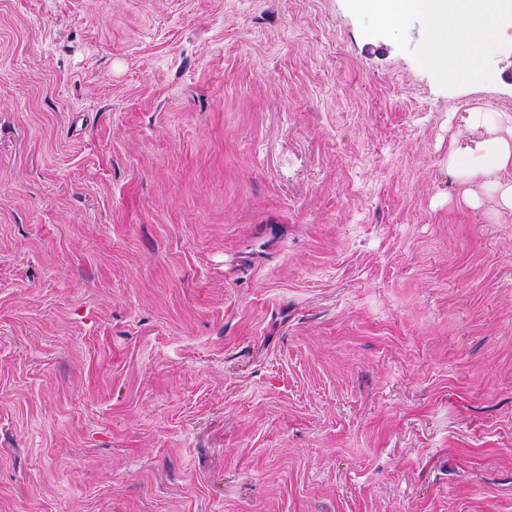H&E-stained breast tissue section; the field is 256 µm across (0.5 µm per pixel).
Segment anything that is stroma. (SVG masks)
I'll list each match as a JSON object with an SVG mask.
<instances>
[{"mask_svg":"<svg viewBox=\"0 0 512 512\" xmlns=\"http://www.w3.org/2000/svg\"><path fill=\"white\" fill-rule=\"evenodd\" d=\"M351 0H0V512H512V116ZM450 165H457L464 182L490 177L512 167V141L494 137L480 143L476 150H455L448 157Z\"/></svg>","mask_w":512,"mask_h":512,"instance_id":"stroma-1","label":"stroma"}]
</instances>
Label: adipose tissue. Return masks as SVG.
Listing matches in <instances>:
<instances>
[{"label":"adipose tissue","mask_w":512,"mask_h":512,"mask_svg":"<svg viewBox=\"0 0 512 512\" xmlns=\"http://www.w3.org/2000/svg\"><path fill=\"white\" fill-rule=\"evenodd\" d=\"M354 4L380 14L391 25L424 15L430 32L427 64L443 71L455 56L470 79H480L479 49L495 35L500 0H354ZM448 162L459 167L463 181L488 177L512 167V141L490 138L476 149L451 152Z\"/></svg>","instance_id":"ef3b65f1"}]
</instances>
